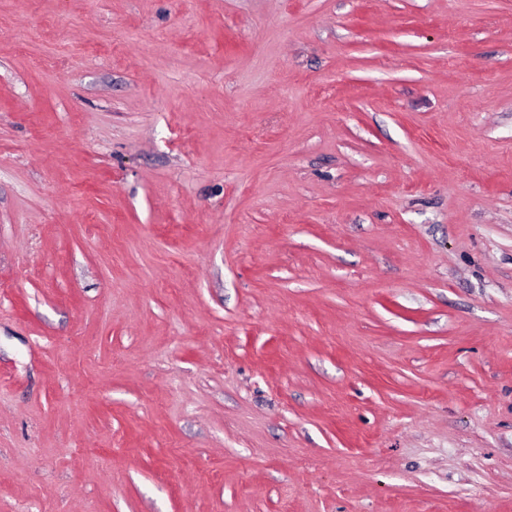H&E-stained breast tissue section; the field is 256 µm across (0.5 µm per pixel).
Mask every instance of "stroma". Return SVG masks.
Returning a JSON list of instances; mask_svg holds the SVG:
<instances>
[{
	"label": "stroma",
	"mask_w": 512,
	"mask_h": 512,
	"mask_svg": "<svg viewBox=\"0 0 512 512\" xmlns=\"http://www.w3.org/2000/svg\"><path fill=\"white\" fill-rule=\"evenodd\" d=\"M0 512H512V0H0Z\"/></svg>",
	"instance_id": "1"
}]
</instances>
